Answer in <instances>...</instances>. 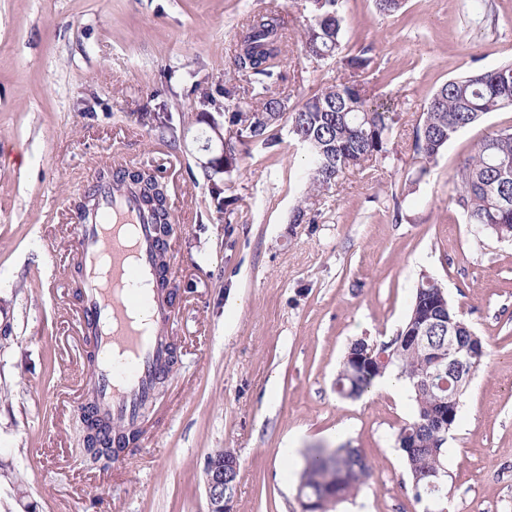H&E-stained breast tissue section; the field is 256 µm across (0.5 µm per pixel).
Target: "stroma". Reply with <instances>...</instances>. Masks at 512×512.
<instances>
[{
    "label": "stroma",
    "mask_w": 512,
    "mask_h": 512,
    "mask_svg": "<svg viewBox=\"0 0 512 512\" xmlns=\"http://www.w3.org/2000/svg\"><path fill=\"white\" fill-rule=\"evenodd\" d=\"M288 17L280 90L288 112L341 74ZM260 0H0V512H207L204 462L240 460L234 512H302L305 456L362 449L372 474L335 512H423L399 429L408 387L344 400L337 371L355 339L401 328L420 272L438 278L487 345L445 452L452 512H512V240L477 233L453 175L512 107L459 132L420 174L413 132L432 93L512 61V0H342L345 50L371 46L370 95L394 100L385 159L340 174L314 223H293L309 163L288 123L280 143L214 172L231 56ZM164 113L159 134L147 112ZM147 168L165 183L178 263L169 329L179 362L145 413L136 448L102 469L80 443L73 202L100 168ZM224 187L215 196L213 184ZM236 201L234 212L225 198Z\"/></svg>",
    "instance_id": "35a3bbf8"
}]
</instances>
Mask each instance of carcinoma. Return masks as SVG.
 <instances>
[{
	"label": "carcinoma",
	"mask_w": 512,
	"mask_h": 512,
	"mask_svg": "<svg viewBox=\"0 0 512 512\" xmlns=\"http://www.w3.org/2000/svg\"><path fill=\"white\" fill-rule=\"evenodd\" d=\"M314 17L302 36L307 57L325 60L340 57L345 77L322 88L289 117L294 140L310 156V196L319 197L349 167H363L386 157L389 134L396 121L391 100L368 95L360 77L373 58L371 48L342 55L340 0H314ZM288 21L276 7L254 12L239 33L232 64L251 84L260 86L262 98L241 108L240 87L224 86L225 121L235 129L236 139L224 152V173L237 169L242 147L279 145L276 128L283 119L284 98L275 92L286 80L280 69L283 31ZM512 106V63L495 69L470 73L443 83L429 98L424 119L418 125L414 153L420 174L461 130L484 115ZM456 202L468 223L486 233L512 236V133L500 131L485 137L475 152L464 158L455 174ZM443 288L433 276L421 274L401 331L385 342L390 354L386 364L375 362L380 345L361 337L350 344L346 354L355 355L369 367L355 368L342 360L336 377V393L344 399H358L375 382L392 370L413 394L412 419L397 434L405 469L414 487V499L426 502L425 512H440L444 499V445L456 426L460 398L471 375L454 377L445 371L432 380L417 382L413 374L423 369L427 349L414 348L406 337L420 333L427 344L442 346L448 334L469 341L475 332L461 318L451 302H442ZM446 407V424L428 422L429 412ZM372 466L359 448L348 444L333 449H314L306 455L299 494L316 501L319 512H332L335 505L354 495L370 478Z\"/></svg>",
	"instance_id": "obj_1"
}]
</instances>
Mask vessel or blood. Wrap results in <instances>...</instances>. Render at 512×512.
<instances>
[{"instance_id": "b4317fda", "label": "vessel or blood", "mask_w": 512, "mask_h": 512, "mask_svg": "<svg viewBox=\"0 0 512 512\" xmlns=\"http://www.w3.org/2000/svg\"><path fill=\"white\" fill-rule=\"evenodd\" d=\"M94 214L77 228L78 312L90 348L96 421L136 432L169 364L172 309L158 278L156 227L116 182L92 187Z\"/></svg>"}]
</instances>
